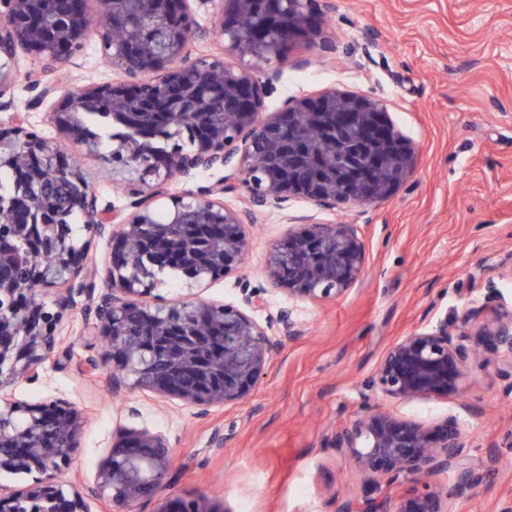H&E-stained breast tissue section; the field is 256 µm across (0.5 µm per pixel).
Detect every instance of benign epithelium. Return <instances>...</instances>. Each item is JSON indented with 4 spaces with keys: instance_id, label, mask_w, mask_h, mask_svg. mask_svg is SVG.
I'll return each instance as SVG.
<instances>
[{
    "instance_id": "benign-epithelium-1",
    "label": "benign epithelium",
    "mask_w": 512,
    "mask_h": 512,
    "mask_svg": "<svg viewBox=\"0 0 512 512\" xmlns=\"http://www.w3.org/2000/svg\"><path fill=\"white\" fill-rule=\"evenodd\" d=\"M0 1L7 5V12L0 15V53L5 57L24 48L48 65L57 56L67 58L83 48L88 27L85 5L47 25L48 0ZM192 2L163 0L164 11L156 13L146 8L156 0H97L103 14L134 13L160 32L157 40L147 41L139 25L132 24L124 42L115 46L108 33L100 31L106 61L142 79L136 84L85 85L64 93L52 108L55 127L80 140L85 131L79 115L92 108L104 109L129 128L143 125L136 106L156 109L159 127L166 129L181 127L185 113H197L191 150H174L156 164V170L141 169L124 184L126 195L134 198V211L122 216L101 207L79 170L62 169L59 145L31 136L19 113L11 125H0V165L14 162L16 149L21 148L26 154L23 183L40 187L66 176L68 208L83 217L89 233L109 237L111 261L106 292L96 306V335L105 340L108 360L117 367L112 386L206 407L242 398L258 382L278 346L243 309L203 301L178 300L174 305L187 312L183 320L151 315L143 319L144 331H134L125 315L154 285L139 272L141 259L157 266L174 255L192 280L222 277L229 266L244 259L243 226L251 223L256 208L281 206L296 197L328 209L338 203H378L414 171L416 152L385 121L384 104L359 94L332 89L316 98L290 99L261 117L265 85L256 72L265 68L267 81L278 78L286 46L307 36L305 17L315 10L334 9L332 0H215L224 36L221 54L194 58L187 35L198 25ZM228 56L235 63H228ZM218 102L223 106L222 121L213 115ZM308 124L327 135L348 136L336 143L340 160L312 163L313 147L299 134ZM148 140L146 132L119 138L112 156L135 162L148 154ZM226 168L240 175L250 206L237 210L224 204L219 198L222 187L209 194L186 191L171 198L167 214V223L182 226L183 233L150 231L155 211L144 196L149 181ZM25 203L20 195L0 205V265L18 250L27 257L12 274L0 273V389L19 379L39 378L58 343L63 312L74 306L72 285L85 260L84 244L73 242L68 229L55 224L59 208L53 198L44 195L28 207L23 223L5 217ZM135 240L140 250L133 254L130 244ZM47 244L53 246L56 268L64 273L59 280L37 261ZM364 262V245L354 225L305 224L270 251L266 272L270 282L288 295L319 299L343 294L362 274ZM57 284L65 289L52 305H45L40 292ZM471 322L480 323L481 339H471ZM481 345L503 351L512 364V311L473 307L456 334L441 321L400 337L385 350L364 388L405 401L454 395L462 389ZM84 425V413L63 399L37 404L0 400V469L41 474L22 492L0 491V512H86L84 496L67 491L61 481L80 452L78 438ZM333 444L349 449L365 476L362 498L341 497L337 512H447L445 498L460 497L481 481L469 464L467 440L453 415L427 426L367 401L336 429ZM170 466V447L162 434L127 431L113 445L88 495L108 500L112 512H136L139 500L155 496L163 487ZM443 473L455 478L445 496L424 484L396 505L389 498L374 497L384 480L419 483ZM159 512L215 509L199 500L176 499Z\"/></svg>"
}]
</instances>
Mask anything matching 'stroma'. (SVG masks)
Segmentation results:
<instances>
[{
    "instance_id": "obj_1",
    "label": "stroma",
    "mask_w": 512,
    "mask_h": 512,
    "mask_svg": "<svg viewBox=\"0 0 512 512\" xmlns=\"http://www.w3.org/2000/svg\"><path fill=\"white\" fill-rule=\"evenodd\" d=\"M82 51L44 73L18 50L5 65L12 76L0 122L22 113L28 128L78 157L101 205L127 214L131 200L113 187L101 150L61 137L51 123L46 84L65 92L89 83L125 80L103 60L98 6L87 4ZM259 80L268 81L265 72ZM265 112L286 99L324 90L366 95L386 104L389 121L416 149L414 172L384 201L321 210L295 198L259 209L246 225L242 263L215 280L161 276L143 304L186 297L241 306L263 305L253 318L268 327L280 351L242 399L205 409L145 390L113 389L106 349L90 335L106 285L111 244L89 237L76 304L58 325L62 340L36 382L7 387L14 400L63 398L87 416L80 453L66 469L68 485L92 486L118 436L147 428L165 435L172 465L160 498L205 499L229 512H336L337 496L358 497L363 478L350 454L333 447L337 426L359 411L361 383L400 337L438 321L456 330L477 303L512 309V0H336L307 38L291 44L280 75L268 81ZM223 189L236 208L248 194L231 169L202 172L149 186L152 206L166 212L171 196ZM353 224L365 247L361 276L342 295L291 298L265 270L272 247L297 218ZM289 312L291 337L277 324ZM503 354L484 351L455 395L402 401L378 397L394 415L434 424L456 416L469 442V462L483 479L450 499L452 512H505L512 507V379Z\"/></svg>"
}]
</instances>
